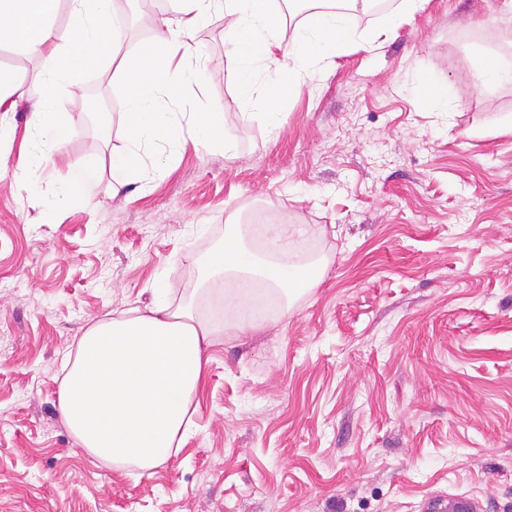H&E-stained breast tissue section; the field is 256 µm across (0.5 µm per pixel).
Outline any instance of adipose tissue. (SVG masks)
Returning a JSON list of instances; mask_svg holds the SVG:
<instances>
[{
    "label": "adipose tissue",
    "mask_w": 512,
    "mask_h": 512,
    "mask_svg": "<svg viewBox=\"0 0 512 512\" xmlns=\"http://www.w3.org/2000/svg\"><path fill=\"white\" fill-rule=\"evenodd\" d=\"M64 7L72 22L61 28L56 18ZM357 11L354 5L313 10L287 42L276 0H173V18L155 21L153 76L144 84L136 67L99 51L116 0H0V45L22 48L44 61L38 74L42 92L28 117L20 161L34 165L60 153L66 118L57 110L56 94L73 84L85 58L114 67L113 85L122 97L126 139L110 158L113 193L146 178L142 154L149 145L178 152L190 143H209L231 150L217 113L165 109L206 65L195 43L197 30L214 15L223 16L239 93L275 130L278 93L257 90L259 73L284 67L291 83L303 85L308 65L337 55L355 39ZM99 174L98 161L72 164L58 202L88 201ZM267 246L269 261L258 262L241 244L236 226L225 228L224 243L208 265L210 273L224 276L223 288L207 296L210 314H198L191 301L172 302L169 289L159 287L149 305L87 329L65 365L58 399L63 421L81 447L102 462L132 464L144 472L177 455L190 427V408L205 382L209 348L270 323V316L257 312L256 295L277 293L284 315L288 300L317 285L307 276L309 264L300 260L299 245L274 236Z\"/></svg>",
    "instance_id": "obj_1"
}]
</instances>
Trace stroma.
<instances>
[{
	"mask_svg": "<svg viewBox=\"0 0 512 512\" xmlns=\"http://www.w3.org/2000/svg\"><path fill=\"white\" fill-rule=\"evenodd\" d=\"M122 58L155 40V9H124ZM358 39L279 100L270 131L238 92L215 16L196 40L211 74L178 111H220L227 153L150 150L159 175L88 204L56 203L69 166L123 148L112 72L58 93L62 156L0 172V512H427L430 501L512 512V84L481 90L480 50L512 56V0H426ZM40 59L0 47L27 91L8 119L24 135ZM438 87L437 109L415 84ZM111 100L106 127L80 107ZM264 210L327 267L263 331L209 350L179 453L146 474L91 457L57 400L74 337L108 315L174 300L237 223Z\"/></svg>",
	"mask_w": 512,
	"mask_h": 512,
	"instance_id": "35a3bbf8",
	"label": "stroma"
}]
</instances>
